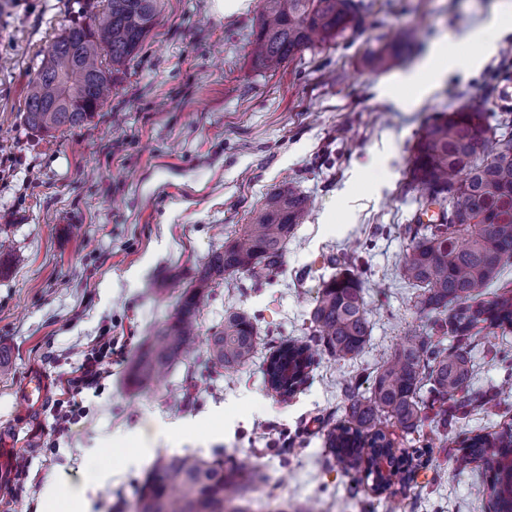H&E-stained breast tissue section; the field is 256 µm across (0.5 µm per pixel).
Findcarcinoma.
Masks as SVG:
<instances>
[{"label":"carcinoma","mask_w":512,"mask_h":512,"mask_svg":"<svg viewBox=\"0 0 512 512\" xmlns=\"http://www.w3.org/2000/svg\"><path fill=\"white\" fill-rule=\"evenodd\" d=\"M360 0H262L251 41L255 68L275 71L317 43H329L355 26ZM162 0H103L88 20L67 26L43 57L27 94L25 125L51 134L89 121L112 95L127 65L138 54L157 23ZM399 51L384 46L371 53L377 70L388 68ZM491 131L487 116L457 109L426 125L413 149L409 185L427 203L439 207L436 217L408 224L410 245L398 266L399 278L421 289L413 307L434 315L432 331L413 335L377 370L368 394L346 386L345 420L331 425L326 445L336 466L348 474L390 458L403 480H412L413 461L424 467L425 448L396 454L382 424L392 422L407 435L424 425L441 435V447L455 443L448 427L476 405L497 407L501 391L469 395L473 373L472 339L479 331L512 330V295L496 294L475 303L512 261V124ZM310 199L293 182H283L266 197L242 238L224 242L191 286L181 294L174 319L153 337L132 368L140 388L156 384L188 353L203 298L226 274H241L255 284L270 283L283 265L284 247L303 222ZM336 274L324 281L310 314L313 339L280 345L266 360L265 383L278 397L294 395L308 378L319 350L338 361L358 356L369 341L363 285L357 274L338 261ZM454 344L444 345L445 337ZM209 362L231 377L256 356V319L247 310L229 309L224 323L207 337ZM512 454V424L464 440L453 465L465 471L476 464L491 488L512 489L504 460ZM263 480L249 458L206 460L193 453L164 455L149 468L137 491L136 512H227V504Z\"/></svg>","instance_id":"obj_1"}]
</instances>
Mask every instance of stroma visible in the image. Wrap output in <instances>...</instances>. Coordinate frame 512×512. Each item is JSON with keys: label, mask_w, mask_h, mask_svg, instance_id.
I'll return each mask as SVG.
<instances>
[{"label": "stroma", "mask_w": 512, "mask_h": 512, "mask_svg": "<svg viewBox=\"0 0 512 512\" xmlns=\"http://www.w3.org/2000/svg\"><path fill=\"white\" fill-rule=\"evenodd\" d=\"M98 0H0V151L21 155L0 176V239L11 242L0 273V433L19 442L0 485V512H40L51 491L82 488L91 512H132L151 458L128 463L118 437L141 436L155 455L251 457L264 476L246 512H490L478 468L456 471L453 451L427 433L384 429L397 448L432 446L433 461L396 497L376 495L364 474L333 468L324 417H345V380L367 393L380 365L410 335L430 330L396 275L423 196L407 187L425 124L475 107L491 126L512 121V31L497 53L444 80L404 108L380 87L415 71L434 45L478 53L458 35L512 11V0H367L356 29L304 51L275 72L257 70L250 41L261 0L224 17L212 0H164L156 27L104 107L85 125L43 136L24 124L28 85L52 40L86 21ZM414 41L388 70L372 51ZM312 209L288 239L275 282L241 275L218 282L198 315L192 355L162 382L139 389L131 364L176 312L180 293L211 254L239 238L254 209L283 180ZM337 255L357 273L371 336L356 358L317 356L288 402L268 390L263 360L282 340L307 341L310 312ZM241 307L254 313L258 357L233 378L211 368L206 339ZM116 359L98 393L57 427L60 381L96 337ZM471 390L512 385V333L476 338ZM49 382L40 410L20 404L31 372ZM512 423V395L475 409L452 436ZM164 425L172 434L161 433Z\"/></svg>", "instance_id": "obj_1"}]
</instances>
